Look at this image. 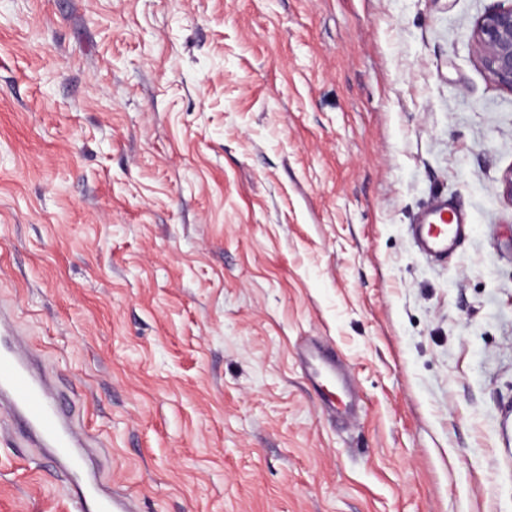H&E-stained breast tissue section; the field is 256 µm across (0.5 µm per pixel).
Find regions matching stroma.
Masks as SVG:
<instances>
[{
	"label": "stroma",
	"mask_w": 512,
	"mask_h": 512,
	"mask_svg": "<svg viewBox=\"0 0 512 512\" xmlns=\"http://www.w3.org/2000/svg\"><path fill=\"white\" fill-rule=\"evenodd\" d=\"M501 3L0 0V302L141 512H512ZM0 512H69L5 434ZM480 17L474 27L478 62L504 90L512 93V1ZM448 204L441 203L429 210L419 224H414L413 234L420 249L430 255H442L448 244L456 241L466 231L468 222L464 215L450 211ZM303 364L311 380L323 390L328 404L333 407L336 392L345 395L346 389L336 375L331 358L321 350H306Z\"/></svg>",
	"instance_id": "obj_1"
}]
</instances>
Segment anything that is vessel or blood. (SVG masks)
<instances>
[{"label": "vessel or blood", "instance_id": "b4317fda", "mask_svg": "<svg viewBox=\"0 0 512 512\" xmlns=\"http://www.w3.org/2000/svg\"><path fill=\"white\" fill-rule=\"evenodd\" d=\"M468 226L464 215L449 212L447 204L429 210L413 234L430 255L447 252ZM303 364L311 380L334 399L344 386L331 358L309 350ZM0 417L26 444L42 449L46 459L66 481L70 512H137L134 501L104 483L96 466L100 454L80 432L74 398L57 386L45 361L24 348L10 313L0 304Z\"/></svg>", "mask_w": 512, "mask_h": 512}]
</instances>
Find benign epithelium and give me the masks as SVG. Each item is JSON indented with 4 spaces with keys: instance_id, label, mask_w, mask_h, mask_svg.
Listing matches in <instances>:
<instances>
[{
    "instance_id": "benign-epithelium-1",
    "label": "benign epithelium",
    "mask_w": 512,
    "mask_h": 512,
    "mask_svg": "<svg viewBox=\"0 0 512 512\" xmlns=\"http://www.w3.org/2000/svg\"><path fill=\"white\" fill-rule=\"evenodd\" d=\"M478 62L504 90L512 93V5L480 17L473 31Z\"/></svg>"
}]
</instances>
